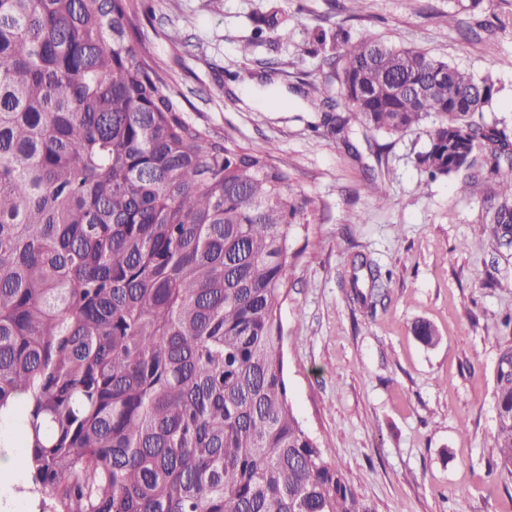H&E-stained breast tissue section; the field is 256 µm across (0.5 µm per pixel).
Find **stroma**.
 <instances>
[{"label": "stroma", "instance_id": "35a3bbf8", "mask_svg": "<svg viewBox=\"0 0 512 512\" xmlns=\"http://www.w3.org/2000/svg\"><path fill=\"white\" fill-rule=\"evenodd\" d=\"M139 39L184 117L232 148L287 164L299 211L281 308L289 397L370 512H512L494 470V371L512 344V244L485 231L495 180H428L425 127L395 137L332 133L304 96L335 98L320 30L426 49L498 94L486 117L512 131V0H146ZM278 10L279 24L262 20ZM249 53H242V46ZM358 156H351L349 147ZM373 169L388 200L364 190ZM388 273L376 308L348 297L353 262ZM436 331V345L414 333Z\"/></svg>", "mask_w": 512, "mask_h": 512}]
</instances>
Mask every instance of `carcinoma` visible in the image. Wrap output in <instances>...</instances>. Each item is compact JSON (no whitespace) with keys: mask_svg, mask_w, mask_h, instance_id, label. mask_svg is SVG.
Segmentation results:
<instances>
[{"mask_svg":"<svg viewBox=\"0 0 512 512\" xmlns=\"http://www.w3.org/2000/svg\"><path fill=\"white\" fill-rule=\"evenodd\" d=\"M143 0H0V454L21 449L52 512H367L288 395L281 306L297 208L273 149L182 115L137 44ZM330 57L331 130L402 135L417 165L498 180L512 234V133L498 94L416 47L352 38ZM328 105L323 88L305 91ZM373 305L387 288L361 260ZM493 467L512 475V345Z\"/></svg>","mask_w":512,"mask_h":512,"instance_id":"carcinoma-1","label":"carcinoma"}]
</instances>
